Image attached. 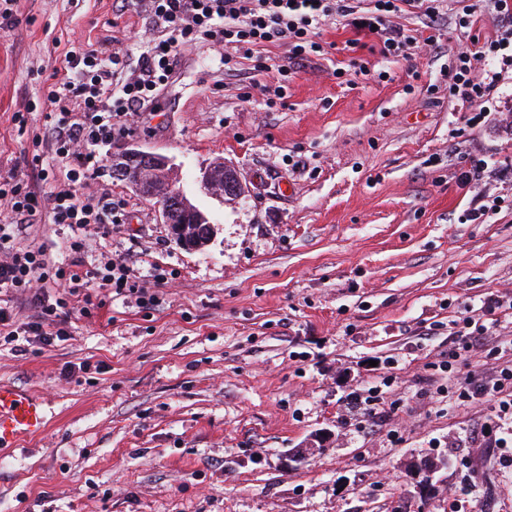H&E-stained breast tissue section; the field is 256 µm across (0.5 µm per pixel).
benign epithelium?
<instances>
[{
	"label": "benign epithelium",
	"mask_w": 512,
	"mask_h": 512,
	"mask_svg": "<svg viewBox=\"0 0 512 512\" xmlns=\"http://www.w3.org/2000/svg\"><path fill=\"white\" fill-rule=\"evenodd\" d=\"M136 159H144L148 164L130 182V186L137 190L143 182L154 184L152 198L158 207L161 223L169 227L179 226L182 238L178 245L182 249L190 253L203 251L214 238V222L191 202L177 182L166 177L171 166V160L167 156L144 151L129 142L112 154V176L126 179L125 162ZM229 172L234 174L236 170L222 161L214 163L201 177L203 187L210 195L224 199V174ZM442 466L444 462L434 461L424 468L415 469L414 481L417 482V487L426 493L432 491V476Z\"/></svg>",
	"instance_id": "7a95c632"
}]
</instances>
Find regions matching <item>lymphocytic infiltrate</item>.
Segmentation results:
<instances>
[{
	"label": "lymphocytic infiltrate",
	"instance_id": "f902f5d3",
	"mask_svg": "<svg viewBox=\"0 0 512 512\" xmlns=\"http://www.w3.org/2000/svg\"><path fill=\"white\" fill-rule=\"evenodd\" d=\"M373 2L372 10L362 12L352 0H134V8L148 12L162 32L137 65H129L122 48L105 55L80 45L66 52L44 91L46 132L32 137L28 180L0 174V294L9 299L8 305H0V340L8 345L16 340V331L9 328V304L15 300L31 305L34 317L27 329L45 346L66 339L72 316L91 317L99 289L135 294L145 306L155 302L150 285L133 282L127 257H104L97 268L86 271L80 260L84 240L72 241L71 256L62 261L50 260L45 247L18 248L13 241L44 221L104 237L122 226L124 200L101 192L90 170L99 162L101 147L138 128L143 109L156 101L185 50L203 39L248 55L256 46L284 42L289 62L299 65L323 53L319 29L334 16L356 34L374 36L382 58H406L421 50L422 40L395 25L394 17L417 14L432 28L443 17L445 0ZM494 7L495 37L462 45L445 84L468 126L488 116L502 72L512 69V0H494ZM481 60L490 61V68L476 70ZM49 156L62 164L66 182L42 191L37 184L48 178L44 162ZM52 284L63 288V296L47 295ZM70 295L76 306L68 305ZM463 388L469 400L512 409V367L488 382L465 379Z\"/></svg>",
	"mask_w": 512,
	"mask_h": 512
}]
</instances>
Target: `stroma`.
Here are the masks:
<instances>
[{
    "label": "stroma",
    "instance_id": "1",
    "mask_svg": "<svg viewBox=\"0 0 512 512\" xmlns=\"http://www.w3.org/2000/svg\"><path fill=\"white\" fill-rule=\"evenodd\" d=\"M467 2L470 34L447 19L434 52L406 60H381L370 37L349 47L352 31L332 18L320 29L328 54L286 77L284 43L227 64L206 42L180 57L128 139L171 158L216 234L204 251L180 248L154 199L113 179L112 149H101L96 182L127 200V222L87 238L84 267L135 251L136 276L156 264L168 283L150 308L102 291L103 308L72 319L70 340L0 349V382L46 412L40 433L0 446V512H512V410L438 393L448 379L434 368L466 315L491 322L492 337L455 361L456 376L512 364L496 346L512 314L488 310L512 293V183L457 181L472 156L512 161V127L499 120L512 72L471 128L446 91H427L467 36L495 30L489 0ZM10 7L21 23L0 27V174L22 178L63 53L123 47L134 62L159 31L113 0ZM354 60L385 79H336ZM252 83L285 84L284 102L243 100ZM220 160L246 185L242 199L203 190ZM484 194L503 197L501 211L460 223ZM78 235L37 224L15 244L64 257ZM385 376L394 383L378 413L347 415L345 402ZM290 451L302 457L293 468ZM429 458L445 465L424 498L407 472Z\"/></svg>",
    "mask_w": 512,
    "mask_h": 512
}]
</instances>
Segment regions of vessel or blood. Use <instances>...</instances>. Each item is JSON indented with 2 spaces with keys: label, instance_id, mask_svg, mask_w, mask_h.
Segmentation results:
<instances>
[{
  "label": "vessel or blood",
  "instance_id": "vessel-or-blood-1",
  "mask_svg": "<svg viewBox=\"0 0 512 512\" xmlns=\"http://www.w3.org/2000/svg\"><path fill=\"white\" fill-rule=\"evenodd\" d=\"M46 425L41 402L27 392L0 384V445L41 432Z\"/></svg>",
  "mask_w": 512,
  "mask_h": 512
}]
</instances>
